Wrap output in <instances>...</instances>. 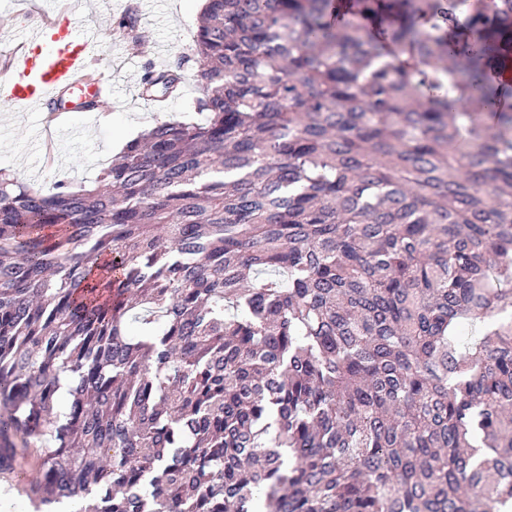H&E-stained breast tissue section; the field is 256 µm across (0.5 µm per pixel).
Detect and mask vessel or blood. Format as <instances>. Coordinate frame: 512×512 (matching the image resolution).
Segmentation results:
<instances>
[{"label":"vessel or blood","instance_id":"obj_1","mask_svg":"<svg viewBox=\"0 0 512 512\" xmlns=\"http://www.w3.org/2000/svg\"><path fill=\"white\" fill-rule=\"evenodd\" d=\"M98 47L97 29L78 28L57 16L45 18L23 36L14 52L0 58V100L32 111L38 125L53 123L60 132L72 133L76 105L71 97L79 86L87 87L93 102L87 110L90 117H100L103 106L112 101L111 83L84 80Z\"/></svg>","mask_w":512,"mask_h":512}]
</instances>
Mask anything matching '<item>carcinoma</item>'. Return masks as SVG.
Returning <instances> with one entry per match:
<instances>
[{
  "label": "carcinoma",
  "mask_w": 512,
  "mask_h": 512,
  "mask_svg": "<svg viewBox=\"0 0 512 512\" xmlns=\"http://www.w3.org/2000/svg\"><path fill=\"white\" fill-rule=\"evenodd\" d=\"M189 65L205 122L0 170V471L40 512H512V0H208L141 95Z\"/></svg>",
  "instance_id": "cac0c4a2"
}]
</instances>
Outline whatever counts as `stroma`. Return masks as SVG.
Instances as JSON below:
<instances>
[{
    "label": "stroma",
    "instance_id": "35a3bbf8",
    "mask_svg": "<svg viewBox=\"0 0 512 512\" xmlns=\"http://www.w3.org/2000/svg\"><path fill=\"white\" fill-rule=\"evenodd\" d=\"M131 4L139 10L137 47L115 26ZM199 17L192 0H94L85 12L70 13L72 22L91 23L98 30L101 48L89 72L114 87L112 120L91 127L84 115H74L72 124L81 135L66 139L61 163L48 168L38 149L31 112L0 110V169L21 173L25 182L47 190L62 178L75 187L95 181L112 160L110 145L126 142L157 120L156 110L139 94L137 66L150 61L160 65L189 52Z\"/></svg>",
    "mask_w": 512,
    "mask_h": 512
}]
</instances>
